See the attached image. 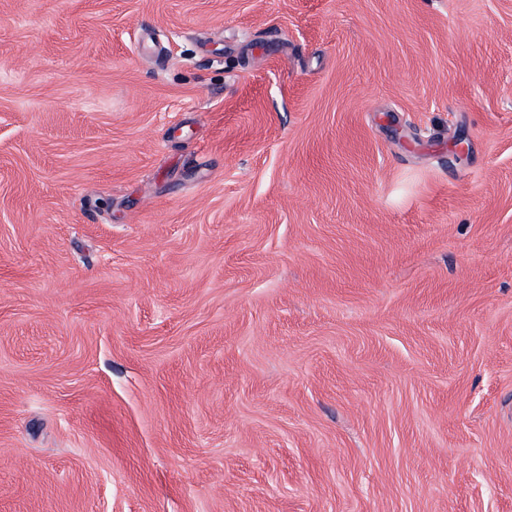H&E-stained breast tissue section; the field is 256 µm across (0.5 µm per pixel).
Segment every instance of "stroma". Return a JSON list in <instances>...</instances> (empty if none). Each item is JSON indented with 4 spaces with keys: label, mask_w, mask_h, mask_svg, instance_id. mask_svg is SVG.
<instances>
[{
    "label": "stroma",
    "mask_w": 512,
    "mask_h": 512,
    "mask_svg": "<svg viewBox=\"0 0 512 512\" xmlns=\"http://www.w3.org/2000/svg\"><path fill=\"white\" fill-rule=\"evenodd\" d=\"M0 512H512V0H0Z\"/></svg>",
    "instance_id": "1"
}]
</instances>
